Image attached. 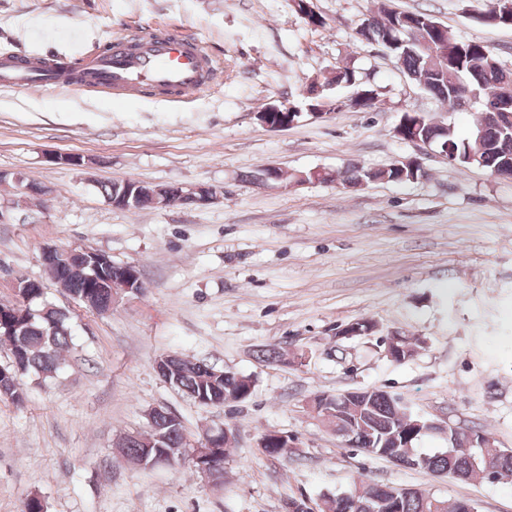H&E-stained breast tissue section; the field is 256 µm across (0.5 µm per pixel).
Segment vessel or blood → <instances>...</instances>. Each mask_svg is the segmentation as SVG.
<instances>
[{"label":"vessel or blood","instance_id":"obj_1","mask_svg":"<svg viewBox=\"0 0 512 512\" xmlns=\"http://www.w3.org/2000/svg\"><path fill=\"white\" fill-rule=\"evenodd\" d=\"M213 72L212 58L198 44L176 35L150 32L113 39L106 54L94 56L80 70L61 61L38 70L25 69L12 58H0V83L7 86L84 87L116 96H180L202 90Z\"/></svg>","mask_w":512,"mask_h":512}]
</instances>
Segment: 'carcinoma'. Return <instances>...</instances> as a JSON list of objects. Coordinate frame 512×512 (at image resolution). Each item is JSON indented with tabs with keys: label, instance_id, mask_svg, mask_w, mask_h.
<instances>
[{
	"label": "carcinoma",
	"instance_id": "cac0c4a2",
	"mask_svg": "<svg viewBox=\"0 0 512 512\" xmlns=\"http://www.w3.org/2000/svg\"><path fill=\"white\" fill-rule=\"evenodd\" d=\"M381 16L361 25L358 40L374 42L381 47L396 40V24L413 28L401 35L403 46L394 50L402 72L423 91L436 97L450 112H462V101L474 98L481 103L480 116L470 133L459 134L453 127L432 124V118L417 112H405L399 124L405 136L432 139L446 143L450 160L467 167L490 171L512 168V132L503 130L490 115L486 104L500 112L512 113V70L484 45L464 42L453 37L432 15L420 11H397L383 8ZM356 82L365 91L359 109H372L379 102L374 85L361 82L359 72L343 65L308 84L304 105L316 110L331 107L334 101L324 91ZM410 176L395 169H364L354 166L344 172L343 181L356 187L378 180L402 182ZM61 276L69 296L90 311L103 313L112 309V289L99 283L100 277L84 266V254L73 250L63 260ZM23 300L18 307L0 309V346L7 348L11 365L0 368V400L21 405L26 391L20 377L33 374L46 381L60 369L62 353L69 349L72 334L69 310L44 299L43 284L27 280L22 289ZM396 341L394 362L406 361V352L416 351L418 339L399 334L383 339L384 344ZM162 379L201 406L221 407L226 402L246 400L252 395L254 381L237 380V373L215 374V368L204 362L181 359ZM320 405L317 417L326 419L354 448L387 459L409 469H424L462 481L512 483V450L499 447L491 433L484 429H455L448 436V447L433 454L416 448L417 442L437 427L428 418L413 412L401 397L379 388L361 389L348 396L316 395ZM154 441L158 447L151 455L166 465L181 463L186 455L184 426L180 418H161L149 426L147 434L126 436L123 455L138 458L144 453L143 443ZM317 512H478L471 500L450 501L419 489L380 484L360 476L340 493H322L313 500Z\"/></svg>",
	"mask_w": 512,
	"mask_h": 512
}]
</instances>
